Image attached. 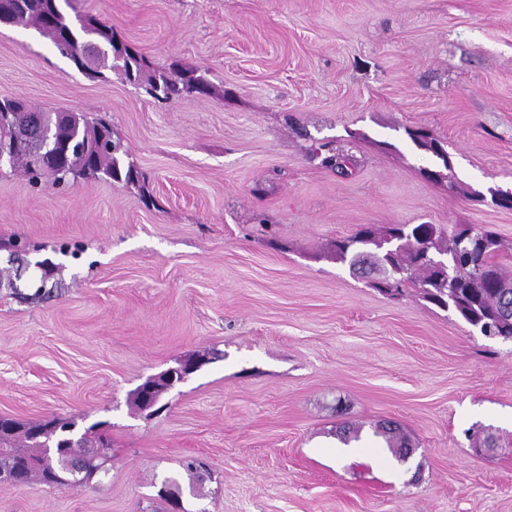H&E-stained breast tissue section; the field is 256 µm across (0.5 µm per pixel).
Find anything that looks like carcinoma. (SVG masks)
Returning a JSON list of instances; mask_svg holds the SVG:
<instances>
[{"instance_id": "cac0c4a2", "label": "carcinoma", "mask_w": 512, "mask_h": 512, "mask_svg": "<svg viewBox=\"0 0 512 512\" xmlns=\"http://www.w3.org/2000/svg\"><path fill=\"white\" fill-rule=\"evenodd\" d=\"M70 0H0V22L33 26L50 39L60 54L78 71L89 70L92 78L104 77V69L118 67L125 78L144 89L157 101H170L192 95L212 94L206 72L182 69L173 63L155 69L132 48L111 25L93 16L70 15L61 4ZM11 113V121L0 125V140L12 139L13 127L30 114L46 121L55 120L48 112L34 109L16 99L0 100V113ZM61 133L74 138L76 154L66 167L35 148L19 145L13 164L22 165L33 183L50 173L57 186L76 178L109 179L127 185L137 184L142 174L123 157L128 152L120 141L112 139V128L102 118L84 113H70ZM405 133L412 145L427 157L440 160L450 169L449 157L433 152L441 143L430 132L408 128ZM311 156L326 168L348 173L352 159L330 144L311 138ZM502 241L487 226L455 224H393L380 231L364 224L354 234L334 243L332 256L371 282L387 272L385 286L403 293L407 286L418 287L420 298L462 319L483 336H493L503 343L512 341V278L503 275L495 258ZM70 418L54 416L35 424L0 417V484L22 485L32 480L58 487L70 480L56 468L51 449H65L75 457H85V476L92 478L107 471L111 460V439L95 423L81 435ZM389 448L406 444L401 426L386 421L379 426Z\"/></svg>"}]
</instances>
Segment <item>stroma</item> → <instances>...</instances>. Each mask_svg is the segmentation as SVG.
I'll return each instance as SVG.
<instances>
[{
	"mask_svg": "<svg viewBox=\"0 0 512 512\" xmlns=\"http://www.w3.org/2000/svg\"><path fill=\"white\" fill-rule=\"evenodd\" d=\"M153 66L208 70L168 104L92 82L36 29L0 26V99L103 115L144 187L0 175V269L18 243L58 294L0 282V415L105 423L108 474L0 486V512H512V346L332 259L361 225L477 224L512 241V0H71ZM448 151L425 178L406 128ZM352 155L322 167L310 138ZM153 206H145L143 195ZM220 356L161 397L147 377ZM351 405L347 418L333 410ZM397 421L406 461L374 435ZM361 428L342 444L343 422ZM480 425L494 449L468 440ZM197 457L209 471L183 469Z\"/></svg>",
	"mask_w": 512,
	"mask_h": 512,
	"instance_id": "obj_1",
	"label": "stroma"
}]
</instances>
